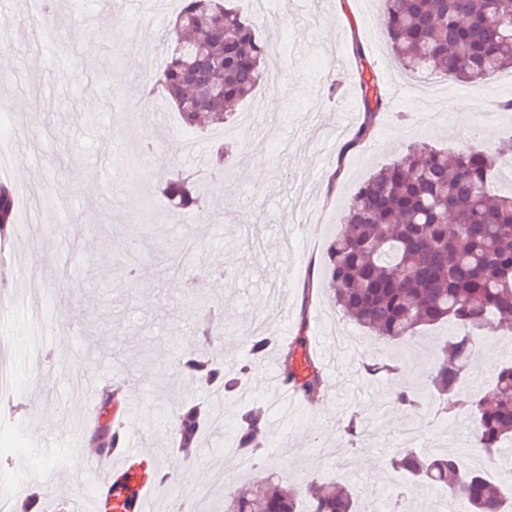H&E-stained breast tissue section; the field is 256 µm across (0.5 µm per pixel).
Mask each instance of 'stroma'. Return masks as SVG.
I'll return each mask as SVG.
<instances>
[{"label": "stroma", "mask_w": 512, "mask_h": 512, "mask_svg": "<svg viewBox=\"0 0 512 512\" xmlns=\"http://www.w3.org/2000/svg\"><path fill=\"white\" fill-rule=\"evenodd\" d=\"M160 18L143 28L153 47L138 70L128 67L135 48L102 39L113 26L129 28L145 16L143 0H56V41H39L26 22L22 0H0V148L15 147L18 221H30V242L14 254L9 288L12 323L25 331V307H41L37 342L18 339L11 357L17 376L16 412L0 414V472L19 479L12 508L19 512L36 492L38 512H72L88 499L90 484L68 481L87 447L83 416L72 406L86 399L72 392L81 370L98 372L123 403L116 420L156 448L175 445L171 412L204 401L225 429L205 428L188 478L153 491L154 512H166V495L198 502L197 512H221L225 485H211L215 471L234 472L228 429L252 403L266 409L270 453L264 469L236 472L258 480L275 470L283 484L351 479L378 499L396 497L403 477L391 459L404 449L429 457L466 451L471 465L486 464L462 418H435L430 389L420 372L433 364L437 346L455 332L450 323L420 329L407 344L372 336L335 307L321 274L329 240L340 231L357 185L426 143L454 149L483 118L481 145L512 137V111L491 103L512 99V72L481 85L461 83L432 70L406 75L392 56L377 0H266L258 33L268 41L267 111L246 102L224 127L185 132L170 107L136 106L131 74L156 72L166 23L181 0H153ZM361 48L363 60L353 50ZM378 78L381 91L400 82L374 120L370 136L353 137L365 120L358 65ZM336 79L335 98L325 83ZM479 104L462 112L460 100ZM158 139L141 154L140 173L127 174L129 158L149 133ZM238 144L223 180L204 185V211L169 212L155 190L161 179L204 169L215 143ZM261 164L263 181L251 179ZM86 180L82 195L67 183ZM151 199L154 233L144 228L143 201ZM109 247H102L104 239ZM222 311L219 355L243 363L254 323L267 334L287 333L307 347L317 365L332 366L334 380L312 401H274L265 389L270 352L253 363L232 397L217 398L183 384L174 358L196 338V313ZM407 357L417 375L367 376L365 362ZM512 361V334L479 337L461 401L488 391L500 364ZM413 383L425 402L408 414L390 406L391 392ZM365 424L360 437L344 426L351 415Z\"/></svg>", "instance_id": "obj_1"}]
</instances>
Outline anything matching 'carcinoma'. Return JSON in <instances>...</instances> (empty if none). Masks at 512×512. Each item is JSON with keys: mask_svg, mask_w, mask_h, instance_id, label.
<instances>
[{"mask_svg": "<svg viewBox=\"0 0 512 512\" xmlns=\"http://www.w3.org/2000/svg\"><path fill=\"white\" fill-rule=\"evenodd\" d=\"M234 0H182L175 22L164 37L174 40L167 65L139 85V100L160 99L177 110L182 125L196 130L222 124L256 89L267 82V45L256 35V23L233 5ZM383 26L401 68L417 74L432 66L469 84L512 68V0H382ZM224 85L221 91L199 88L189 75ZM366 121L354 143L367 138L373 120L387 102L377 77L360 75ZM512 155V140L493 152L465 145L452 153L426 144L410 146L390 165L362 182L351 196L345 226L329 243L324 260L335 302L342 313L381 340L406 343L418 329L451 321L457 332L436 350L427 371L429 386L450 416L474 422V437L494 461L503 445L512 444V362L502 364L495 383L467 405L457 399L480 332H512V191L491 190L497 159ZM229 149L213 148L209 174L224 176ZM159 193L181 214L201 210L200 179H168ZM15 224L13 190L0 185V240L8 241ZM278 349L284 381L307 399L318 396L325 380L306 356L296 367V348L267 333L252 337L249 359L229 374L208 352L190 354L178 369L200 386L233 395L251 361ZM371 376L402 371L398 361H369ZM391 405L412 412L415 391L399 386ZM193 406L180 417L178 451L200 434L206 420ZM264 412L251 407L238 414L235 448L260 462ZM416 486L433 483L447 498L435 512H512V485L491 480L468 467L457 453L425 458L407 449L391 459ZM224 512H363L357 490L341 484L305 490L282 485L268 472L259 486L248 481L230 489Z\"/></svg>", "mask_w": 512, "mask_h": 512, "instance_id": "1", "label": "carcinoma"}]
</instances>
